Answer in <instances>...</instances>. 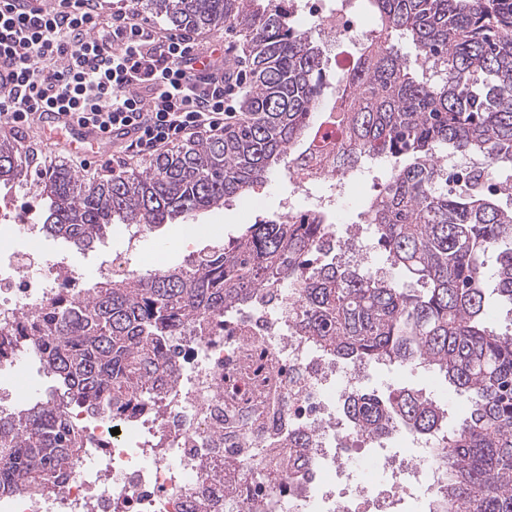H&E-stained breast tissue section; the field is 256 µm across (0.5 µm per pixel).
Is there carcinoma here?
<instances>
[{
	"label": "carcinoma",
	"mask_w": 512,
	"mask_h": 512,
	"mask_svg": "<svg viewBox=\"0 0 512 512\" xmlns=\"http://www.w3.org/2000/svg\"><path fill=\"white\" fill-rule=\"evenodd\" d=\"M377 19L348 101L322 106L324 49L294 28L279 0H142L175 29L231 28L244 36L251 83L224 131L172 146L142 168L89 179L46 159L18 134L0 138V186L35 188L43 234L90 250L114 224L144 231L221 209L285 161L299 175L324 157L338 171L382 155L390 176L360 214L375 228L384 278L342 265L313 224L271 219L180 267L103 280L64 297L15 351L36 359L60 393L0 413V495L58 489L86 447L67 414L107 420L154 406L175 376L167 342L194 317H220L262 286L301 281L296 328L352 366L433 369L466 394L448 427L445 409L409 388L357 393L346 410L374 435L406 429L439 437L433 459L446 494L433 512H512V326L500 333L486 301L512 304V209L483 184L448 191L436 176L445 152L512 170V0H366ZM498 252L492 274L485 256Z\"/></svg>",
	"instance_id": "carcinoma-1"
}]
</instances>
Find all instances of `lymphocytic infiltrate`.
<instances>
[{
    "label": "lymphocytic infiltrate",
    "mask_w": 512,
    "mask_h": 512,
    "mask_svg": "<svg viewBox=\"0 0 512 512\" xmlns=\"http://www.w3.org/2000/svg\"><path fill=\"white\" fill-rule=\"evenodd\" d=\"M0 72V124L73 112L118 131L116 150L128 157L223 130L244 85L224 53L126 11L103 14L99 0H58L50 10L13 0L0 11Z\"/></svg>",
    "instance_id": "obj_1"
}]
</instances>
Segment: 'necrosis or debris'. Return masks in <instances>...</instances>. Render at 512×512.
<instances>
[{"mask_svg": "<svg viewBox=\"0 0 512 512\" xmlns=\"http://www.w3.org/2000/svg\"><path fill=\"white\" fill-rule=\"evenodd\" d=\"M292 13L313 18L330 47L373 39L352 0H290ZM363 164L293 187L280 221H306L297 198L320 187V203L345 198ZM21 245L0 247V408L24 404L13 379L26 368L12 335L82 279L43 248L39 224L27 220ZM301 286L260 288L223 325L183 327L179 367L158 411L103 420L82 413L86 448L63 486L42 496L0 497V512H390L411 500L431 512L444 487L430 445L414 439V455H367L342 410L368 366L348 367L326 356L292 327Z\"/></svg>", "mask_w": 512, "mask_h": 512, "instance_id": "obj_1", "label": "necrosis or debris"}]
</instances>
